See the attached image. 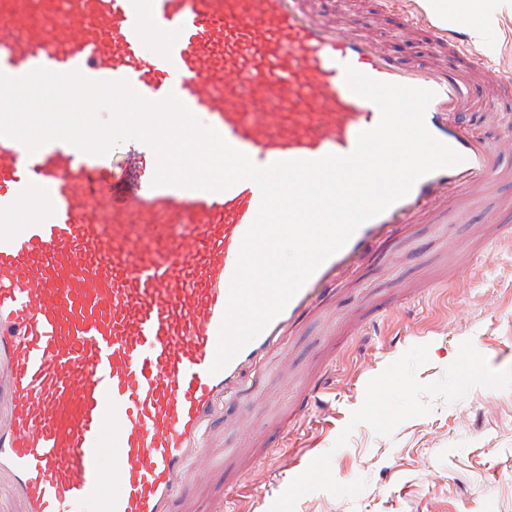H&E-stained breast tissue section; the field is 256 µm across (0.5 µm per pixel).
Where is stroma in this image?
Here are the masks:
<instances>
[{"label":"stroma","mask_w":512,"mask_h":512,"mask_svg":"<svg viewBox=\"0 0 512 512\" xmlns=\"http://www.w3.org/2000/svg\"><path fill=\"white\" fill-rule=\"evenodd\" d=\"M316 7L408 63L448 61L381 0ZM494 9L499 35L476 50L512 72V7L494 0ZM479 106L476 134L503 146L511 167L512 96L485 83ZM490 224L512 225V182L450 200L438 221L401 231L360 268L290 340L285 365L229 405L224 445L254 458L259 476L225 458L193 489L197 512H512V238L487 235ZM461 244L474 247L471 268L450 283ZM402 289L408 308L379 312ZM325 356L336 378L327 406L271 452L249 447L247 431L274 437Z\"/></svg>","instance_id":"stroma-1"}]
</instances>
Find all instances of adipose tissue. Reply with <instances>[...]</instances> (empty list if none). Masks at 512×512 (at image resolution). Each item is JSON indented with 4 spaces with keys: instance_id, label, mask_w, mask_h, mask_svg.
Returning <instances> with one entry per match:
<instances>
[{
    "instance_id": "1",
    "label": "adipose tissue",
    "mask_w": 512,
    "mask_h": 512,
    "mask_svg": "<svg viewBox=\"0 0 512 512\" xmlns=\"http://www.w3.org/2000/svg\"><path fill=\"white\" fill-rule=\"evenodd\" d=\"M419 6L437 24L467 28L480 42H489L497 32L485 0H419Z\"/></svg>"
}]
</instances>
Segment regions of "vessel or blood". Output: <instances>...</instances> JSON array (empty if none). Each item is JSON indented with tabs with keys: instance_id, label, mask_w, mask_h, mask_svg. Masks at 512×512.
<instances>
[{
	"instance_id": "obj_1",
	"label": "vessel or blood",
	"mask_w": 512,
	"mask_h": 512,
	"mask_svg": "<svg viewBox=\"0 0 512 512\" xmlns=\"http://www.w3.org/2000/svg\"><path fill=\"white\" fill-rule=\"evenodd\" d=\"M163 32L153 52L147 30ZM453 67L408 65L321 20L310 0H0V72L38 67L175 95L258 166L353 151L378 107L345 66L433 90L428 130L460 163L433 171L361 224L284 310L211 373L243 238L262 201L129 178L115 152L0 136V512H175L220 466L225 405L266 375L286 341L409 225L454 192L506 181L497 144L465 130L483 62L468 37L430 26ZM312 372L294 411L316 404ZM112 453V473L101 468ZM113 492H106L105 482Z\"/></svg>"
}]
</instances>
